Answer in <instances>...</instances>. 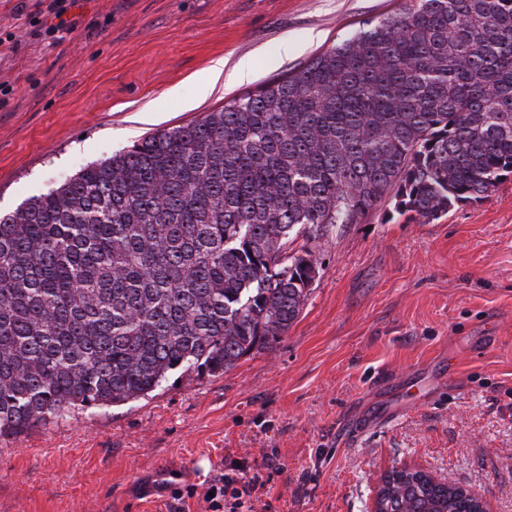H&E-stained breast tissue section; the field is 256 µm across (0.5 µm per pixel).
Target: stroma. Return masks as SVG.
I'll return each instance as SVG.
<instances>
[{"mask_svg":"<svg viewBox=\"0 0 512 512\" xmlns=\"http://www.w3.org/2000/svg\"><path fill=\"white\" fill-rule=\"evenodd\" d=\"M49 3L0 0L1 214L402 0H74L48 35ZM219 58L225 79L199 94ZM392 213L383 197L311 242L319 275L274 347L0 438V512H210L226 475L261 481L242 512H372L396 468L512 512V178L426 224Z\"/></svg>","mask_w":512,"mask_h":512,"instance_id":"obj_1","label":"stroma"}]
</instances>
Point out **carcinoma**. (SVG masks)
I'll list each match as a JSON object with an SVG mask.
<instances>
[{"label":"carcinoma","instance_id":"1","mask_svg":"<svg viewBox=\"0 0 512 512\" xmlns=\"http://www.w3.org/2000/svg\"><path fill=\"white\" fill-rule=\"evenodd\" d=\"M512 177V0H404L286 78L144 137L0 215V436L222 375L318 276L295 238L384 196L407 223ZM378 512H478L393 469Z\"/></svg>","mask_w":512,"mask_h":512}]
</instances>
